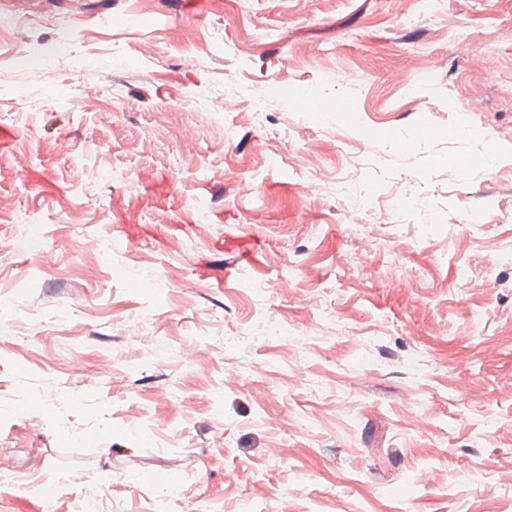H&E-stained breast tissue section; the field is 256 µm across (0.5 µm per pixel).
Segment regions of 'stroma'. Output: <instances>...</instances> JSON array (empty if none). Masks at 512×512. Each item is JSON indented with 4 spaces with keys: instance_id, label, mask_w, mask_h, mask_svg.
Segmentation results:
<instances>
[{
    "instance_id": "1",
    "label": "stroma",
    "mask_w": 512,
    "mask_h": 512,
    "mask_svg": "<svg viewBox=\"0 0 512 512\" xmlns=\"http://www.w3.org/2000/svg\"><path fill=\"white\" fill-rule=\"evenodd\" d=\"M0 200V512H512V0H0Z\"/></svg>"
}]
</instances>
